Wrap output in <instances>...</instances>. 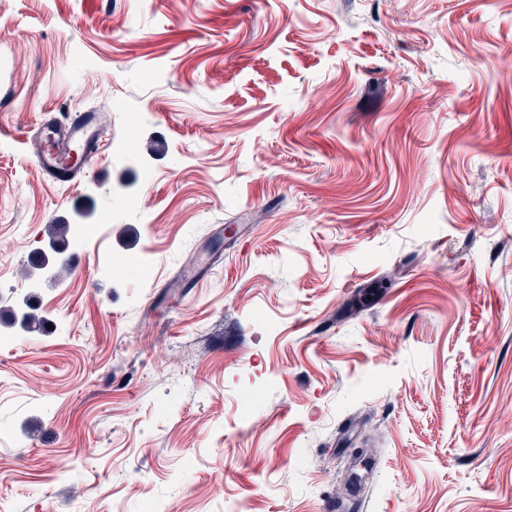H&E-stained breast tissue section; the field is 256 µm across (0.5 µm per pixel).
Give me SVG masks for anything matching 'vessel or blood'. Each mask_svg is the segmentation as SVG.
Here are the masks:
<instances>
[{"label": "vessel or blood", "instance_id": "vessel-or-blood-1", "mask_svg": "<svg viewBox=\"0 0 512 512\" xmlns=\"http://www.w3.org/2000/svg\"><path fill=\"white\" fill-rule=\"evenodd\" d=\"M106 117L97 112H83L68 117L66 122H48L43 127L44 135L53 141L52 149L40 150L36 163L47 175H70L71 170L64 159L72 148H81L85 159H92L99 150L100 132Z\"/></svg>", "mask_w": 512, "mask_h": 512}]
</instances>
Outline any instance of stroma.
<instances>
[{"instance_id": "1", "label": "stroma", "mask_w": 512, "mask_h": 512, "mask_svg": "<svg viewBox=\"0 0 512 512\" xmlns=\"http://www.w3.org/2000/svg\"><path fill=\"white\" fill-rule=\"evenodd\" d=\"M25 296L0 512H512V0H0ZM105 122L106 116L97 112L69 115L65 123L48 121L43 127V140L50 136L54 146L50 150L40 148L36 155L37 166L52 177L55 174L72 176L74 171L64 163L67 153L73 147H80L84 153L85 166L99 150V135ZM352 456L355 463L353 467H359V470L356 468L351 469L347 478V485L354 487L360 485L366 474L369 473L372 454L369 448H353ZM362 470L364 471L363 473L360 472Z\"/></svg>"}]
</instances>
